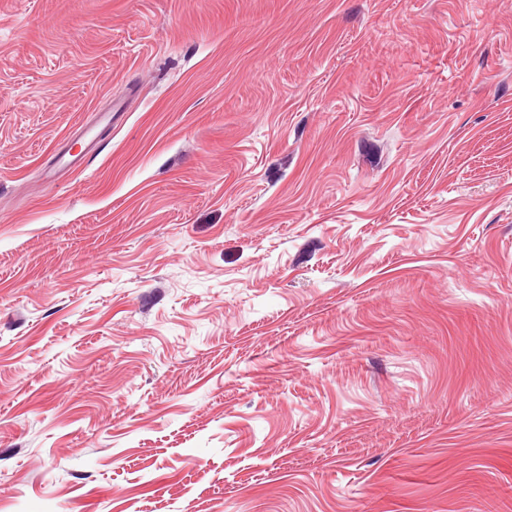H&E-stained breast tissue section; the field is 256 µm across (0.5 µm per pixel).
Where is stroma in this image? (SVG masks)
Listing matches in <instances>:
<instances>
[{"instance_id": "stroma-1", "label": "stroma", "mask_w": 512, "mask_h": 512, "mask_svg": "<svg viewBox=\"0 0 512 512\" xmlns=\"http://www.w3.org/2000/svg\"><path fill=\"white\" fill-rule=\"evenodd\" d=\"M0 512H512V0H0Z\"/></svg>"}]
</instances>
